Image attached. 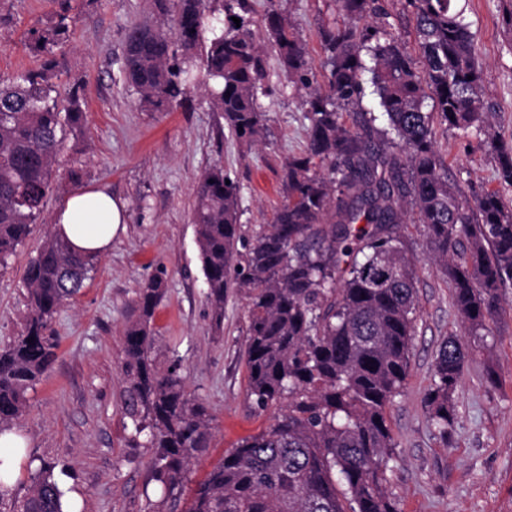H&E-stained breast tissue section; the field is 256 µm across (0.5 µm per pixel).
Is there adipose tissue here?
<instances>
[{"label":"adipose tissue","instance_id":"1","mask_svg":"<svg viewBox=\"0 0 512 512\" xmlns=\"http://www.w3.org/2000/svg\"><path fill=\"white\" fill-rule=\"evenodd\" d=\"M126 220L125 205L108 188L76 192L54 217V230L64 235L75 251L105 253Z\"/></svg>","mask_w":512,"mask_h":512}]
</instances>
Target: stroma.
<instances>
[{
  "label": "stroma",
  "instance_id": "1",
  "mask_svg": "<svg viewBox=\"0 0 512 512\" xmlns=\"http://www.w3.org/2000/svg\"><path fill=\"white\" fill-rule=\"evenodd\" d=\"M249 3L273 89L261 100L267 138L255 144L229 133L203 87L192 91L187 110L152 112L140 105L122 73L124 34L156 22L151 0H0L5 81L39 64L29 32L67 7L70 32L55 50L56 86L63 94L82 82L87 114L84 135L67 139L57 157L39 220L0 270V347L22 330L25 271L66 198L80 188L106 186L127 206L124 232L98 255L80 292L55 315L56 358L29 391L28 409L14 425L28 440L27 457L55 463L56 474L72 480L81 512H184L189 489L241 438L273 422L274 409H258L247 396L246 300L230 297L222 329L214 328L191 223L198 179L217 163L240 185L242 231L252 238L283 200L285 161L306 143L300 93L261 24L267 0ZM277 6L304 44L314 78H322L319 27L343 20L338 0H278ZM458 7L474 35L491 132L466 136L441 127L437 149L462 192L496 191L511 201L512 188L497 178L494 145L512 143V33L501 0H459ZM401 235L416 259L418 309L409 375L388 410L396 446L387 493L400 512H512V284L501 291L503 312L490 323V336L464 367L454 394L457 420L448 440H440L424 397L440 346L461 326L450 282L427 257L422 226L407 222ZM155 274L164 278L167 294L155 313L151 357L162 371L177 365L188 392L202 398L213 419L208 448L171 496L154 479L155 449L135 440L123 411L124 329L139 289ZM490 366L500 377L495 389L483 383Z\"/></svg>",
  "mask_w": 512,
  "mask_h": 512
}]
</instances>
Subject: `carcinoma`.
<instances>
[{
  "instance_id": "obj_1",
  "label": "carcinoma",
  "mask_w": 512,
  "mask_h": 512,
  "mask_svg": "<svg viewBox=\"0 0 512 512\" xmlns=\"http://www.w3.org/2000/svg\"><path fill=\"white\" fill-rule=\"evenodd\" d=\"M152 2L162 17L175 13V27L136 25L126 33L122 73L141 102L155 112L189 104L200 67L225 125L240 139L262 141L267 114L260 98L272 89L248 0ZM268 2L262 23L303 92L305 148L286 160L284 200L246 251L238 248L239 187L222 166L200 176L192 223L215 324L223 322L232 292L247 299V396L262 410L279 411L212 466L191 490L186 512H399L386 491L395 448L387 408L409 373L417 312L415 260L398 234L404 208L424 228L428 257L443 265L463 329L440 347L425 395L444 441L472 345L489 336V322L503 311L500 290L512 283V206L496 192L468 199L448 182L436 149L435 126L466 133L488 122L474 37L458 0H406L419 69L379 0H338L347 21L319 30V84L297 33L275 0ZM68 31L63 8L51 25L30 32L40 68L0 85V267L40 217L67 135L85 133L83 86L70 85L63 108L53 96L54 48ZM366 71L395 135L391 152L375 148L372 129L347 124L340 112L362 98ZM496 160L498 180L512 187V145L498 144ZM95 259L51 231L29 262L24 330L0 348V431L25 414L28 391L58 346L52 319L79 292ZM165 294L163 278H149L127 321L124 414L157 449L154 479L171 494L208 447L211 418L177 367L162 372L151 358L153 315ZM54 470L40 460L21 499L0 479V512H64Z\"/></svg>"
}]
</instances>
